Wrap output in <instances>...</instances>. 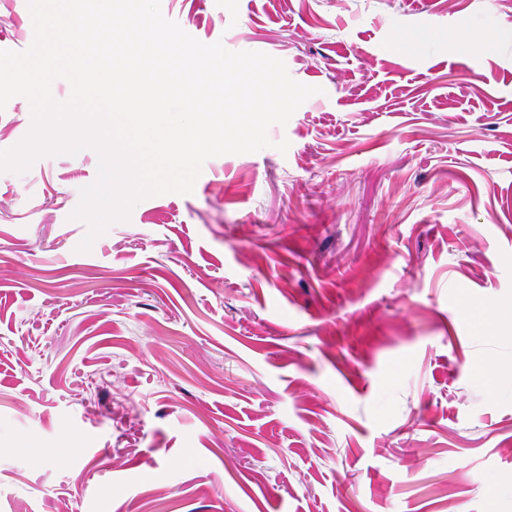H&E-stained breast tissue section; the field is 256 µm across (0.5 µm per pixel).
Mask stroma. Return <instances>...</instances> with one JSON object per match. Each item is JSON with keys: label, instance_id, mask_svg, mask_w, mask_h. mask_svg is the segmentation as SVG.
Listing matches in <instances>:
<instances>
[{"label": "stroma", "instance_id": "35a3bbf8", "mask_svg": "<svg viewBox=\"0 0 512 512\" xmlns=\"http://www.w3.org/2000/svg\"><path fill=\"white\" fill-rule=\"evenodd\" d=\"M160 4L321 92L86 252L94 149L0 171V512H512V0Z\"/></svg>", "mask_w": 512, "mask_h": 512}]
</instances>
